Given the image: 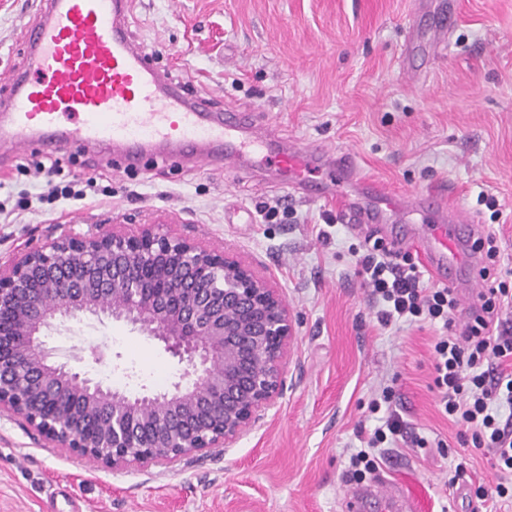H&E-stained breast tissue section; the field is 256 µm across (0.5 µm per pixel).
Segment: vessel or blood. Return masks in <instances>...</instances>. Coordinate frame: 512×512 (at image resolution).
Listing matches in <instances>:
<instances>
[{"mask_svg": "<svg viewBox=\"0 0 512 512\" xmlns=\"http://www.w3.org/2000/svg\"><path fill=\"white\" fill-rule=\"evenodd\" d=\"M457 0H436L431 50L448 40ZM23 67L0 74V145L22 151L37 142L79 150L109 142L128 164L144 156L180 154L197 166L223 162L233 170L251 155L275 167L305 196L332 199L350 223L379 224L395 213H417L431 226L424 247L429 273L453 285L469 273L461 296L476 304L483 279L474 243L478 226L442 196L405 200L365 178L351 151L302 146L271 126L256 127L243 111L214 110L161 72L131 38L128 0H39V17L26 32ZM319 169L327 178L312 183ZM378 512H423L418 499L384 485L349 493L352 512L367 499Z\"/></svg>", "mask_w": 512, "mask_h": 512, "instance_id": "obj_1", "label": "vessel or blood"}]
</instances>
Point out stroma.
I'll use <instances>...</instances> for the list:
<instances>
[{
	"label": "stroma",
	"mask_w": 512,
	"mask_h": 512,
	"mask_svg": "<svg viewBox=\"0 0 512 512\" xmlns=\"http://www.w3.org/2000/svg\"><path fill=\"white\" fill-rule=\"evenodd\" d=\"M419 11V0H130L128 25L162 70L217 108L248 109L299 142L352 151L365 176L398 193H442L495 235L500 267L512 269V0H459L436 58L408 61ZM36 18L35 0H0V70L23 65ZM40 164L57 180L95 184L85 199L42 203ZM22 198L28 210L17 209ZM275 202L289 216L265 223L263 206ZM113 224L168 225L270 278L295 319L284 393L232 447L122 472L51 447L0 413V512H346L349 453L360 430L379 425L370 405L387 386L423 444L389 449L376 479L424 489L432 512H512L495 500L470 504L471 486L493 485L497 472L487 449L460 447L438 408L430 384L440 329L376 319L358 259L366 240L392 246L397 228L350 224L250 166L230 175L171 155L130 168L105 146L0 153V262L51 230ZM50 344L129 390L169 385L180 372L161 344L112 320H71ZM461 461L466 477L450 486Z\"/></svg>",
	"instance_id": "obj_1"
}]
</instances>
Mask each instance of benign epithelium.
Wrapping results in <instances>:
<instances>
[{
	"label": "benign epithelium",
	"mask_w": 512,
	"mask_h": 512,
	"mask_svg": "<svg viewBox=\"0 0 512 512\" xmlns=\"http://www.w3.org/2000/svg\"><path fill=\"white\" fill-rule=\"evenodd\" d=\"M82 316L161 342L178 380L129 394L57 361L46 331ZM294 338L274 282L161 224L70 229L0 263V411L114 472L231 447L283 394Z\"/></svg>",
	"instance_id": "1"
}]
</instances>
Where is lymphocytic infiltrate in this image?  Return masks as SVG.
I'll return each instance as SVG.
<instances>
[{
	"instance_id": "obj_1",
	"label": "lymphocytic infiltrate",
	"mask_w": 512,
	"mask_h": 512,
	"mask_svg": "<svg viewBox=\"0 0 512 512\" xmlns=\"http://www.w3.org/2000/svg\"><path fill=\"white\" fill-rule=\"evenodd\" d=\"M484 250L482 269L489 285L480 295V304L457 323L459 301L454 289L434 288L426 283L420 269L410 263L408 254L387 250L373 243L359 261L361 273L371 289V299L382 326L404 321L442 325L443 336L432 346V381L438 405L458 428L464 448L488 449L499 474L494 487H477L475 497L512 499V328L503 320L512 309V283L499 277V251L493 237L478 241ZM383 390L373 410L382 411L380 425L360 438L361 446L350 456L348 476L362 481L373 473L384 446L411 442L412 436L402 416L382 410V400L390 399Z\"/></svg>"
}]
</instances>
